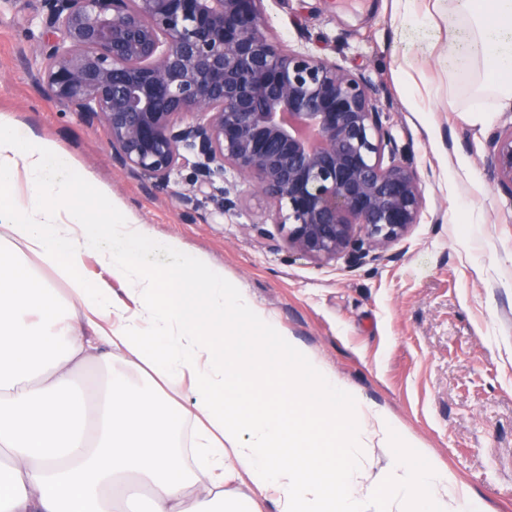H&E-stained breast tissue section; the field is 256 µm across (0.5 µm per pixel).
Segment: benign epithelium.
Wrapping results in <instances>:
<instances>
[{
  "instance_id": "benign-epithelium-1",
  "label": "benign epithelium",
  "mask_w": 512,
  "mask_h": 512,
  "mask_svg": "<svg viewBox=\"0 0 512 512\" xmlns=\"http://www.w3.org/2000/svg\"><path fill=\"white\" fill-rule=\"evenodd\" d=\"M39 81L103 127L112 162L179 199L239 207L255 179L288 248L318 261L375 258L419 223L421 179L383 124L375 88L327 58L284 49L264 0H41ZM512 192V126L490 141Z\"/></svg>"
}]
</instances>
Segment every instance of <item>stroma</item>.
Segmentation results:
<instances>
[{"instance_id": "stroma-1", "label": "stroma", "mask_w": 512, "mask_h": 512, "mask_svg": "<svg viewBox=\"0 0 512 512\" xmlns=\"http://www.w3.org/2000/svg\"><path fill=\"white\" fill-rule=\"evenodd\" d=\"M274 40L363 73L384 123L419 174V224L377 259L320 262L288 250L271 210L241 179V208H185L189 168L158 192L112 163L100 125L66 111L38 81L40 0H0V114L53 140L126 216L223 266L342 385L384 407L480 500L512 512V195L490 166V137L512 111L448 108L431 0H264Z\"/></svg>"}]
</instances>
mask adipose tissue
Listing matches in <instances>:
<instances>
[{
    "label": "adipose tissue",
    "mask_w": 512,
    "mask_h": 512,
    "mask_svg": "<svg viewBox=\"0 0 512 512\" xmlns=\"http://www.w3.org/2000/svg\"><path fill=\"white\" fill-rule=\"evenodd\" d=\"M448 19L449 85L467 92L449 106L512 111V0H448ZM87 188L96 204L78 202ZM91 249L127 297L83 275ZM150 252L173 257L164 278L146 274ZM231 319L260 335H236ZM115 361L88 398L77 368ZM140 494L148 512L475 509L223 267L129 220L54 142L0 114V512H126Z\"/></svg>",
    "instance_id": "1"
}]
</instances>
